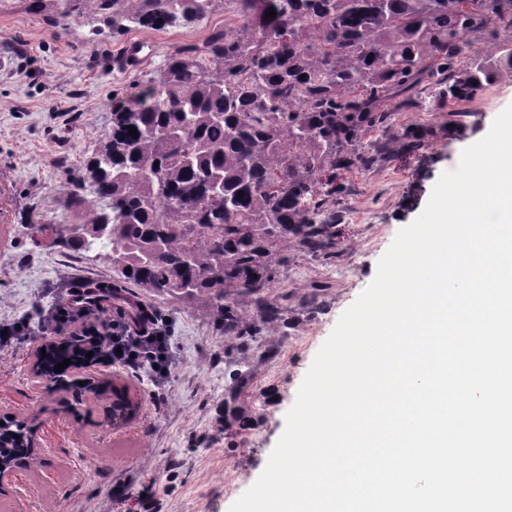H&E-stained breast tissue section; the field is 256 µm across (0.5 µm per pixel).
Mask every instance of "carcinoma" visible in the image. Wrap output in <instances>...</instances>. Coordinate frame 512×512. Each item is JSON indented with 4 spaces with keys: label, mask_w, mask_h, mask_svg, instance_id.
I'll use <instances>...</instances> for the list:
<instances>
[{
    "label": "carcinoma",
    "mask_w": 512,
    "mask_h": 512,
    "mask_svg": "<svg viewBox=\"0 0 512 512\" xmlns=\"http://www.w3.org/2000/svg\"><path fill=\"white\" fill-rule=\"evenodd\" d=\"M216 2L70 0L58 24L161 31L194 24ZM236 2L242 24L235 33L217 30L203 49L168 55L159 79L112 106L111 129L68 171L56 197L74 220L53 224L36 206L23 216L29 234L51 246L110 249L115 278L89 288L88 310L108 313L136 295L206 308L231 367L223 415L230 448L252 427L260 367L279 357L259 340L279 327L292 298L273 288L282 251L333 256L339 217L330 204L339 173L368 171L423 145L418 129H392L385 103L400 96V106L411 104L408 92L424 80L443 100H471L492 76L480 64L460 65L471 54L499 53L512 66L511 49L471 40L512 17V0ZM375 129L382 138L364 143ZM102 340L61 337L35 376L96 397L110 392L132 417L139 409L114 383L66 380L69 370L105 356ZM28 432L20 422L0 425V471L24 459L41 465Z\"/></svg>",
    "instance_id": "cac0c4a2"
}]
</instances>
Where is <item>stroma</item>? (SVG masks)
Instances as JSON below:
<instances>
[{"mask_svg":"<svg viewBox=\"0 0 512 512\" xmlns=\"http://www.w3.org/2000/svg\"><path fill=\"white\" fill-rule=\"evenodd\" d=\"M31 2L0 0V323L36 309L43 321L0 351V411L38 424L43 463L34 473L18 471L0 503L9 512L22 497L31 512H115V495H136L150 485L156 491L150 512H230L266 468L316 353L372 283L398 232L420 216L441 175L457 169L464 150L512 105V70L503 60H490L493 81L461 106L468 114L462 137L448 129L451 105L438 102L428 83H421L411 93L412 107L395 113L392 122L426 130L423 149L342 175L334 209L345 252L327 260L292 256L281 267L277 288L303 293L323 282L329 289L316 312L289 305L274 337L280 355L261 377L269 395L256 402L245 442L228 448L218 422L224 338L201 313L165 301L157 305L168 329L165 376L92 368L141 397L138 416L115 427L107 421L108 400L46 392L31 368L36 347L56 336L50 313L77 284L111 281L112 268L104 257L91 261L35 247L21 217L37 203L53 223L69 222L54 203L56 192L66 167L82 161L108 133L113 97L131 92L140 80L158 78L171 52L202 47L216 29L234 32L241 18L232 0H218L210 15L187 27L117 34L106 26L96 33L75 22L64 29L52 25V14L66 0H50L44 9ZM133 39L152 42L154 51L128 70L119 59Z\"/></svg>","mask_w":512,"mask_h":512,"instance_id":"obj_1","label":"stroma"}]
</instances>
